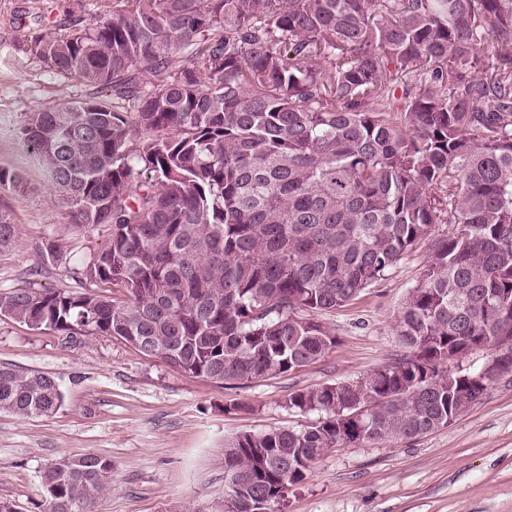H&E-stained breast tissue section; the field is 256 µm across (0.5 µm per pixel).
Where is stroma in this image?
<instances>
[{
    "mask_svg": "<svg viewBox=\"0 0 512 512\" xmlns=\"http://www.w3.org/2000/svg\"><path fill=\"white\" fill-rule=\"evenodd\" d=\"M71 0H0V168L22 174L0 191L19 226L0 251V292L73 287L65 261L102 250L110 229L69 224L35 157L20 142L30 113L92 95V88L43 68L27 41L67 24ZM65 258L43 264V244ZM427 245L351 304L319 315L336 338L302 369L227 389L175 370L113 336L66 338L0 316V365L42 371L65 400L48 417L0 413V501L16 512H47L42 471L64 454L112 463V485L92 512H224V444L245 433L303 428L315 413L288 406L300 389L353 383L403 357L395 319L424 270ZM273 512H512V374L448 427L412 441L324 452Z\"/></svg>",
    "mask_w": 512,
    "mask_h": 512,
    "instance_id": "35a3bbf8",
    "label": "stroma"
}]
</instances>
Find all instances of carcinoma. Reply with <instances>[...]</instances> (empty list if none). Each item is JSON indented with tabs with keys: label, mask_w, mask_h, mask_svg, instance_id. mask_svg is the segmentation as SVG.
Segmentation results:
<instances>
[{
	"label": "carcinoma",
	"mask_w": 512,
	"mask_h": 512,
	"mask_svg": "<svg viewBox=\"0 0 512 512\" xmlns=\"http://www.w3.org/2000/svg\"><path fill=\"white\" fill-rule=\"evenodd\" d=\"M82 9L29 51L112 100L33 112L21 143L70 223L111 239L70 269L81 290L0 292V316L240 388L320 360L336 339L316 315L430 241L394 326L407 355L289 394L320 413L303 429L229 441L237 512H270L329 448L413 439L479 404L486 367L437 382L472 337L512 373V0H101L85 25ZM18 238L0 203V250ZM63 402L54 377L0 366L1 413ZM40 480L49 512L89 510L112 462L63 455Z\"/></svg>",
	"instance_id": "1"
}]
</instances>
